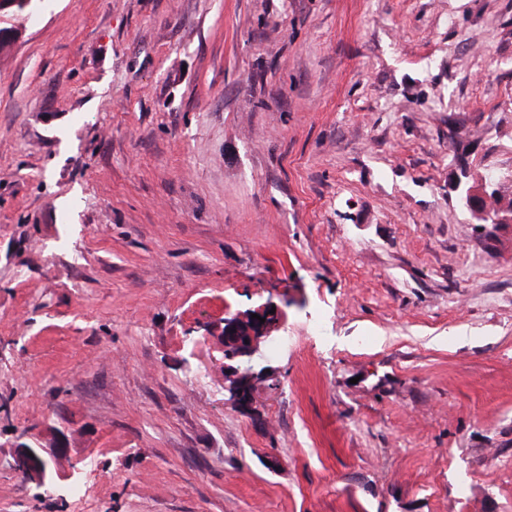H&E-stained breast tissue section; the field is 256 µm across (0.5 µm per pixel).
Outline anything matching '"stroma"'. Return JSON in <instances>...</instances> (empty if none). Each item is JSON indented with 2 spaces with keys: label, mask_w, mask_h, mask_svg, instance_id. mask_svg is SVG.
I'll use <instances>...</instances> for the list:
<instances>
[{
  "label": "stroma",
  "mask_w": 512,
  "mask_h": 512,
  "mask_svg": "<svg viewBox=\"0 0 512 512\" xmlns=\"http://www.w3.org/2000/svg\"><path fill=\"white\" fill-rule=\"evenodd\" d=\"M0 52V512H512V0H37ZM272 304L252 409L226 316ZM65 443L38 486L17 446ZM491 191L487 183L468 186L461 192L463 206L481 219L491 218L494 224H512V206L509 201L499 200L491 209L488 202Z\"/></svg>",
  "instance_id": "obj_1"
}]
</instances>
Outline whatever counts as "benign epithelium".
Returning a JSON list of instances; mask_svg holds the SVG:
<instances>
[{"mask_svg":"<svg viewBox=\"0 0 512 512\" xmlns=\"http://www.w3.org/2000/svg\"><path fill=\"white\" fill-rule=\"evenodd\" d=\"M490 198L486 183L468 186L461 192L463 206L480 218H490L495 224H512V204L501 199L491 208L488 206ZM276 326L277 315L270 313L268 307L257 312L255 318L245 313L224 318L222 354L228 361L224 365V391L229 400L239 406L252 405L256 385L267 378L265 370H255L252 359ZM48 455L38 440L33 439L20 445L16 464L26 477L40 486L72 478L70 474L64 476L50 468Z\"/></svg>","mask_w":512,"mask_h":512,"instance_id":"7a95c632","label":"benign epithelium"}]
</instances>
